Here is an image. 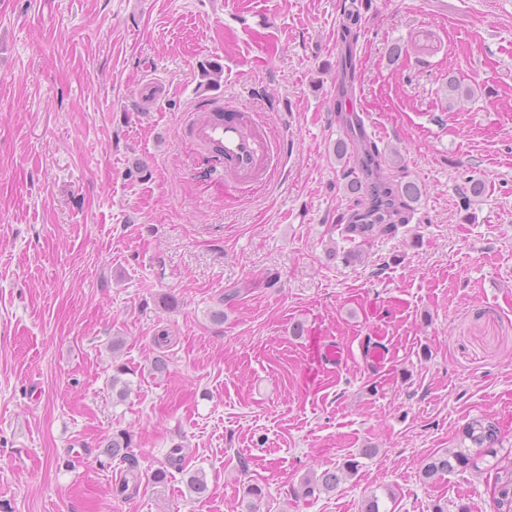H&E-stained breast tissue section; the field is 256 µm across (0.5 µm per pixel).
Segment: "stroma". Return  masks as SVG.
Segmentation results:
<instances>
[{"label": "stroma", "mask_w": 512, "mask_h": 512, "mask_svg": "<svg viewBox=\"0 0 512 512\" xmlns=\"http://www.w3.org/2000/svg\"><path fill=\"white\" fill-rule=\"evenodd\" d=\"M348 53L391 176L423 189L358 261L338 227L371 186L349 193L357 158L333 152ZM213 96L288 143L259 190L179 135ZM480 416L512 441V0H0V512H247L252 483L259 512L373 491L496 512L486 472L421 476ZM117 435L128 497L125 464H98ZM178 445L206 496L148 483ZM352 454L355 476L297 496ZM129 448L131 445L127 437H112V441L104 447L100 455L110 461L117 458L124 460L128 464V471L134 475V472L138 471V461L136 456L128 451Z\"/></svg>", "instance_id": "1"}]
</instances>
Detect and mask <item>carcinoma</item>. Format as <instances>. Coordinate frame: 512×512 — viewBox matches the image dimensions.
<instances>
[{"label":"carcinoma","instance_id":"cac0c4a2","mask_svg":"<svg viewBox=\"0 0 512 512\" xmlns=\"http://www.w3.org/2000/svg\"><path fill=\"white\" fill-rule=\"evenodd\" d=\"M353 150L360 156L359 175L350 183V189L356 190L361 183L360 177L374 184L368 205L351 216L352 223L344 225L341 234L354 242L356 239L367 241L376 236H390L398 232V226L407 218L411 204L421 195L417 184L395 183L384 177L386 158L370 141H361L353 145ZM485 184L480 179L472 178L469 187L459 194L460 207L470 209L474 199L482 196ZM499 428L491 421L478 417L471 419L462 431L460 446L448 448L431 456L422 469L423 479L430 482L444 474L467 469L481 470L479 460L490 456L494 462L487 467V473L493 474L491 492L496 505V512H512V448L501 447ZM130 441L120 437L104 447L101 455L112 461L117 458L128 464V471H137L138 461L129 452ZM176 468L183 474L189 492L203 496L208 490L206 476L202 470H192L184 466L182 448L175 447L164 463L150 471V482L154 486H163L168 482L169 468ZM359 470V461L350 458L334 469L312 470L301 479L297 495L312 498L322 492H332L346 477H351Z\"/></svg>","mask_w":512,"mask_h":512}]
</instances>
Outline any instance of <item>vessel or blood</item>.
<instances>
[{"label":"vessel or blood","instance_id":"vessel-or-blood-1","mask_svg":"<svg viewBox=\"0 0 512 512\" xmlns=\"http://www.w3.org/2000/svg\"><path fill=\"white\" fill-rule=\"evenodd\" d=\"M184 133L211 150L226 172L246 184L267 182L284 151L281 140L269 136L260 124L250 123L245 112L219 101L211 103L209 113L189 119Z\"/></svg>","mask_w":512,"mask_h":512}]
</instances>
